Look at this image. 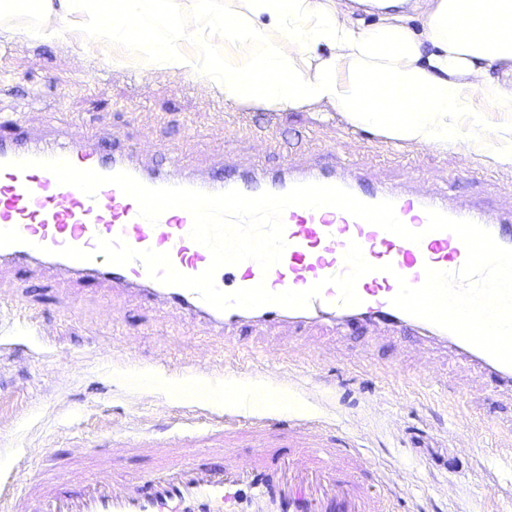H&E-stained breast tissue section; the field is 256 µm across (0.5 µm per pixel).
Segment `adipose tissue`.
<instances>
[{
    "label": "adipose tissue",
    "mask_w": 512,
    "mask_h": 512,
    "mask_svg": "<svg viewBox=\"0 0 512 512\" xmlns=\"http://www.w3.org/2000/svg\"><path fill=\"white\" fill-rule=\"evenodd\" d=\"M251 22L234 15L208 19L214 36L253 42L266 28L281 38L261 53L231 61L210 47L203 60L182 55L193 31L167 29L162 40L145 35L147 68L179 69L193 77L219 81L224 96L288 109L322 103L355 125L391 140L445 151L470 140L512 164V142L499 131L475 125L463 137L449 117L473 109L481 97L496 111L512 112V87L491 77L495 65L512 66V0H437L427 16V40L416 38L404 18L392 17L366 30L341 17L335 0H248ZM120 19L166 22L178 0H110ZM333 50L326 59L300 68L292 56L315 55L319 46Z\"/></svg>",
    "instance_id": "ef3b65f1"
}]
</instances>
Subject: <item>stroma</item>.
<instances>
[{
  "label": "stroma",
  "mask_w": 512,
  "mask_h": 512,
  "mask_svg": "<svg viewBox=\"0 0 512 512\" xmlns=\"http://www.w3.org/2000/svg\"><path fill=\"white\" fill-rule=\"evenodd\" d=\"M181 25L195 30L186 55L210 43L205 17L246 12L243 0H180ZM357 26L404 17L417 34L435 0H339ZM93 5L54 39L30 11L0 14V113L23 115L27 141L59 130L138 149L160 171L176 153L190 173L218 161L258 175L286 166L306 171L351 162L378 186L416 187L512 215V165L458 146L397 144L324 104L287 110L228 100L224 87L169 68L148 69L130 43L102 38L83 48ZM22 299V310L11 307ZM314 346L293 348L280 325L247 323L237 333L242 365L225 364V341L188 325L177 309L103 281L56 276L30 266L0 269V510L11 484L39 472L89 470L92 444L148 437L173 447L190 431L205 450L222 439L224 387L265 384L262 365L280 373L287 400L266 408L239 401L237 415L277 420L296 412L323 419L322 438L344 455L386 466L390 512H512V400L484 391L483 379L431 344L374 339L362 326L339 334L313 325ZM203 371L191 374L189 362ZM398 381H390L389 370Z\"/></svg>",
  "instance_id": "stroma-1"
}]
</instances>
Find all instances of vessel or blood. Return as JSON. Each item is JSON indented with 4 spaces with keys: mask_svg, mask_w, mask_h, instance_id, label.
I'll use <instances>...</instances> for the list:
<instances>
[{
    "mask_svg": "<svg viewBox=\"0 0 512 512\" xmlns=\"http://www.w3.org/2000/svg\"><path fill=\"white\" fill-rule=\"evenodd\" d=\"M55 157L102 174L125 170L150 187L182 186L207 193L235 188L253 196L265 191L282 194L303 183L339 185L366 203L392 200L397 216L424 237L415 244L331 207L288 208L283 215L287 247L281 263L266 272L253 261L222 267L216 274L221 290L231 292L261 282L273 292L306 289L343 271V254L352 240L361 245L368 262L377 267L392 264L394 274L377 270L364 276L357 285L361 302L356 306L336 305L338 291L329 286L305 309L269 304L254 310L234 307L220 312L191 290L150 278L141 262L117 266L100 257L77 261L59 256V248L67 245L91 251L97 238L120 236L137 249L169 252L174 267L187 275L201 273L211 260L209 251L189 238L192 218L185 210H169L153 225L139 216L136 202L115 186H103L91 198L75 187L58 184L47 170L21 171L12 166L16 159ZM430 208L474 221L488 229L500 245L512 248V228L505 226L500 214L451 207L398 186L368 190L335 171L259 177L220 169L210 177L194 179L181 174L177 158H170L166 172H148L134 162L131 151L106 156L92 139L28 145L0 138V230L15 228L23 237L20 243L0 248V266L39 264L60 276L79 274L111 281L116 290L146 293L160 304L179 307L188 322L205 323L214 334L224 337L229 349L234 346L233 331L246 321L298 327L318 321L339 327L371 324L392 334L422 333L479 369L493 390L512 389L511 366L390 302L397 291L396 275L417 286L424 280L425 267L454 271L465 260L466 250L453 233L426 232ZM287 426L291 447L285 454L260 447L242 463L232 449L215 448L211 454L217 462L210 465L195 461L187 447L175 454L151 446L147 452L155 456L157 465L148 473L105 477L113 455L130 451L129 446L120 445L112 455L101 456L97 470L70 472L64 480L53 478L31 485L28 492L15 498L11 512H387L383 498L371 490L372 485L387 479L386 468L360 456L347 462L338 448L309 444L308 435L320 428L316 420L295 416Z\"/></svg>",
    "mask_w": 512,
    "mask_h": 512,
    "instance_id": "1",
    "label": "vessel or blood"
}]
</instances>
